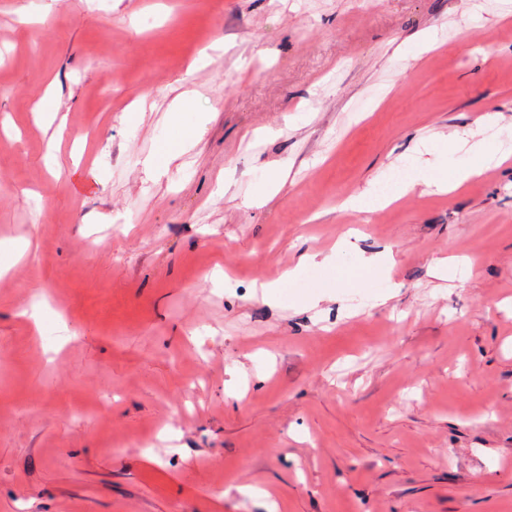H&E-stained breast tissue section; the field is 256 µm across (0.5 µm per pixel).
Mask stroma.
Masks as SVG:
<instances>
[{"label":"stroma","mask_w":512,"mask_h":512,"mask_svg":"<svg viewBox=\"0 0 512 512\" xmlns=\"http://www.w3.org/2000/svg\"><path fill=\"white\" fill-rule=\"evenodd\" d=\"M478 131L501 0H0V512H512V154L341 207ZM392 194V191H386L375 185L369 191L357 197L348 198L343 207L357 212H371L386 203Z\"/></svg>","instance_id":"35a3bbf8"}]
</instances>
